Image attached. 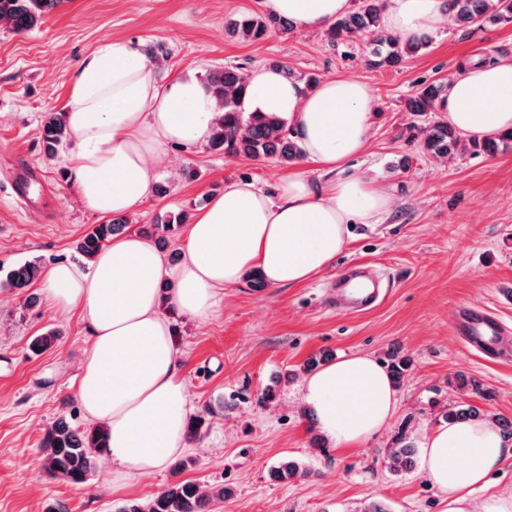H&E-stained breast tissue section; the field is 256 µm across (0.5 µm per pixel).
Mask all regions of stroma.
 I'll return each instance as SVG.
<instances>
[{
  "mask_svg": "<svg viewBox=\"0 0 512 512\" xmlns=\"http://www.w3.org/2000/svg\"><path fill=\"white\" fill-rule=\"evenodd\" d=\"M261 9V0H64L31 32L0 26V155L26 159L50 187L23 208L10 195L8 171L0 170V272L36 257L48 266L74 262L76 240L103 221L76 192L73 143L46 157L40 125L46 113L65 111L75 70L110 39L165 45L169 56L158 63L164 81L187 72L204 81L226 66L249 71L279 61L297 75L365 82L375 96L373 133L357 164L394 194L385 222L352 225L348 249L306 283L254 288L241 281L225 289L220 313L203 322L165 307L192 409L208 406L213 415L190 443L194 465L177 473L164 467L120 490L106 481L105 458L82 484L43 467L40 442L58 418L88 424L76 390L88 340L79 309L56 310L39 282L22 293L0 288V512H44L54 503L67 512H116L179 481L232 488L208 512H364L374 504L385 512H440V493L420 466L423 430L444 422L457 404L512 420V358L484 360L449 332L465 305L486 307L512 325V148L436 159L406 133L410 125L427 126L432 114L405 107L421 84L468 59L512 58V23L465 29L447 22L430 31L427 50L397 67L372 69L363 35L335 48L323 32L298 25L259 42L226 36L228 21ZM185 165L197 169V180L177 178ZM298 170L272 158L171 146L155 167L167 193L129 213L128 231L173 213L196 214L232 181L275 192ZM350 261L393 282L385 303L362 316L336 314L324 298L327 282ZM50 328L60 332L55 345L30 354L31 339ZM394 349L410 369L397 389L398 409L380 433L341 449L310 430L296 369L320 352L382 361ZM460 377L480 381L485 395L457 390ZM269 387L275 397L262 402ZM402 442L414 445L415 464L395 474L387 453ZM284 457L302 463L307 476L274 479Z\"/></svg>",
  "mask_w": 512,
  "mask_h": 512,
  "instance_id": "obj_1",
  "label": "stroma"
}]
</instances>
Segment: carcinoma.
Here are the masks:
<instances>
[{
	"instance_id": "carcinoma-1",
	"label": "carcinoma",
	"mask_w": 512,
	"mask_h": 512,
	"mask_svg": "<svg viewBox=\"0 0 512 512\" xmlns=\"http://www.w3.org/2000/svg\"><path fill=\"white\" fill-rule=\"evenodd\" d=\"M62 0H0V23L10 25L16 33L27 32L41 24ZM385 0H356V7L347 16L326 29L328 42L335 46L358 33L370 36L366 65L373 69L396 67L405 57L416 54L429 46L426 36L413 41H402L383 23ZM448 12L457 25L469 26L482 21L488 24L512 22V0H448ZM292 21L265 12L241 15L225 26L228 37L247 42L265 39L270 33L283 31ZM208 88L216 99L221 115L215 122L208 149L222 151L231 157L250 159L275 157L283 164H293L302 158V148L288 126V121L276 114L246 112L243 105L247 97V80L237 67H224L208 77ZM448 83L437 81L419 88L406 104L410 112H443L447 99ZM70 133L63 112H49L40 128L44 154L52 157L69 139ZM420 138L425 153L437 158H451L458 153L493 154L499 143L512 142V131L482 140L464 139L445 121H436L419 129L411 138ZM188 214L178 212L161 224L153 225L149 235L156 238L159 248H164L176 229L186 223ZM129 220L114 216L96 224L76 244L80 258L90 262L112 240L123 234ZM40 258L28 260L8 270L0 285L22 292L31 287L44 274ZM57 331L48 330L32 339L29 351L39 355L53 345ZM386 365L395 385L400 384L408 371V361L392 351L387 354ZM488 415L479 408L457 405L448 410V420H485ZM106 429L97 425L80 429L66 419H58L46 432L41 448L45 470L68 483L79 484L87 480L97 467L98 455L107 448ZM413 449L400 446L388 450L390 470L396 474L411 469ZM277 473L290 479L306 474L303 466L294 459H285ZM232 493L227 486H218L206 492L189 481L177 482L160 491L148 501L130 500L119 512H205L213 500H222Z\"/></svg>"
}]
</instances>
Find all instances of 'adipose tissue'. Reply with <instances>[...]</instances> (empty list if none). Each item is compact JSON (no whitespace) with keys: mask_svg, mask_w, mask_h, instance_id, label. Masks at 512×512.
<instances>
[{"mask_svg":"<svg viewBox=\"0 0 512 512\" xmlns=\"http://www.w3.org/2000/svg\"><path fill=\"white\" fill-rule=\"evenodd\" d=\"M267 12L321 31L347 14L351 0H263ZM446 0H386L384 22L402 40L436 27ZM247 101L286 117L304 162L336 172L315 184L305 172L283 180L276 195L251 182H230L187 224L183 261L165 266L147 239H113L87 269L58 263L45 276L61 311L79 309L87 326L77 394L88 421L107 428L108 480L124 487L162 469L188 446L190 403L182 362L159 285L175 283L171 305L204 321L219 312L225 288L260 269L274 287L305 283L349 246L350 227L378 224L390 212V190L346 163L367 148L374 100L368 85L334 76L314 87L258 67L248 74ZM67 116L76 146L73 174L84 204L103 214L133 211L152 194L156 160L172 145L202 146L216 102L192 75L157 78V67L133 41L100 45L75 73ZM446 117L464 136L483 139L512 130V60L463 63L448 87ZM302 401L318 429L338 448H355L383 429L398 397L384 368L357 354L306 378ZM422 469L441 494V512H512V493L485 490L504 443L487 422H454L424 430Z\"/></svg>","mask_w":512,"mask_h":512,"instance_id":"adipose-tissue-1","label":"adipose tissue"}]
</instances>
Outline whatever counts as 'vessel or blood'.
<instances>
[{"mask_svg":"<svg viewBox=\"0 0 512 512\" xmlns=\"http://www.w3.org/2000/svg\"><path fill=\"white\" fill-rule=\"evenodd\" d=\"M10 172L15 198L31 199L36 189L42 186L39 174L33 167L16 163ZM389 291V285L372 275L363 263L353 262L346 264L332 281L327 296L337 312L361 315L379 307ZM449 330L453 335L461 337L467 347L483 354L512 350V332L504 329L496 318L479 306L462 308Z\"/></svg>","mask_w":512,"mask_h":512,"instance_id":"b4317fda","label":"vessel or blood"}]
</instances>
